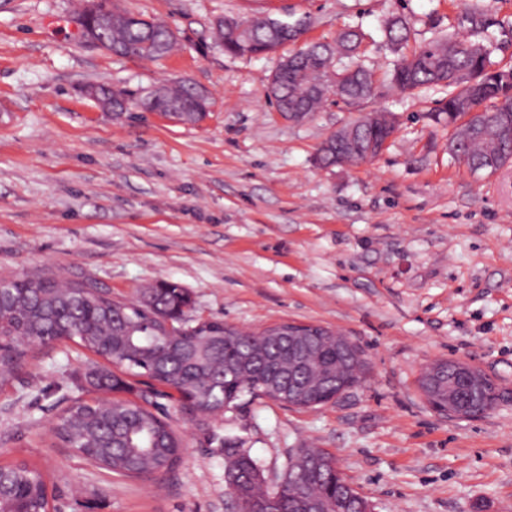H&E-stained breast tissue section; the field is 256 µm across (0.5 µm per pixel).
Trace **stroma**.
<instances>
[{"label":"stroma","mask_w":512,"mask_h":512,"mask_svg":"<svg viewBox=\"0 0 512 512\" xmlns=\"http://www.w3.org/2000/svg\"><path fill=\"white\" fill-rule=\"evenodd\" d=\"M469 0H112L167 24L179 42L156 60L80 42L83 0H0V276L91 277L137 300L171 280L191 319L248 332L296 322L346 336L365 353L360 382L302 408L264 397L200 430L167 389L155 414L180 437L162 477L86 466L54 433L62 410L91 399L100 358L61 340L25 356L0 388V465L45 476L58 512H238L224 448L249 449L275 485L297 448H321L375 512H512V195L448 153L436 120L447 96L398 91L382 26L394 14L409 47L465 30ZM494 60L512 65V0H483ZM307 22L304 42L361 29L377 75L357 107L325 102L300 121L268 98L283 53L233 57L212 39L221 16ZM209 91L196 125L137 109L116 117L89 84L144 95L161 83ZM394 113L399 130L357 165L322 166L321 142L361 113ZM469 364L500 399L472 419L435 412L419 388L433 362Z\"/></svg>","instance_id":"obj_1"}]
</instances>
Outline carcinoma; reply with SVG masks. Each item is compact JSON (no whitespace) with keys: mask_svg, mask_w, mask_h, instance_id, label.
Instances as JSON below:
<instances>
[{"mask_svg":"<svg viewBox=\"0 0 512 512\" xmlns=\"http://www.w3.org/2000/svg\"><path fill=\"white\" fill-rule=\"evenodd\" d=\"M101 12L79 14L78 22L105 51L121 57L156 59L168 54L175 34L153 19L112 15L103 21L109 0H98ZM470 35L451 32L423 44L403 57L390 74L394 87L415 92L432 87L448 89L442 111L452 124L467 117L448 142V151L471 170L502 176L504 188L512 191V66L496 67L489 59L485 41L491 26L485 12L471 7L465 15ZM218 44L230 56H266L288 43L282 36L283 21L263 14L244 20L216 21ZM385 36L401 49L409 38L406 23L398 17L387 21ZM362 40L355 30L339 35L337 44L307 45L282 58L283 70L275 76L268 94L280 112L317 111L326 101L320 88L335 81L336 94L347 105L357 106L372 95L373 71L360 56ZM349 63L335 69L336 47ZM86 92L98 103L120 114L134 105L158 112L180 124L202 122L210 112V97L195 86L168 84L138 99L123 89L90 86ZM385 133L377 126L361 124L356 134L341 143L328 137L319 147L317 161L336 164V152L350 154L358 164L377 157ZM138 307L112 299V293L91 278L64 285L47 273L0 277V384L10 380L17 359L34 347H46L63 338L106 356V364L86 373L95 391H121L126 383L112 368L142 375L180 392L194 395L199 409L217 416L238 406L242 397L275 395L266 391L272 375L269 361L281 380L294 389L303 383L330 399L338 383L361 379L349 358L362 351L335 332L309 346L298 336H271L266 332L236 331L218 320L197 323L198 329L171 336L166 322L189 328L186 312L191 307L187 289L173 281H161L141 292ZM448 390L465 405L493 406L497 387L486 379L481 395L472 398L464 381L455 376L448 362ZM61 441L73 448L90 466L134 476L153 470L167 472L181 459L182 448L173 430L149 409L134 403L79 400L68 406L57 427ZM226 486L240 512H363L360 494L339 476L335 457L317 448H299L291 456L275 492L264 488L263 470L251 454L224 440ZM18 485L13 500L0 503V512H11L12 501L27 512H45L47 485L43 475L25 463L13 465Z\"/></svg>","mask_w":512,"mask_h":512,"instance_id":"1","label":"carcinoma"}]
</instances>
